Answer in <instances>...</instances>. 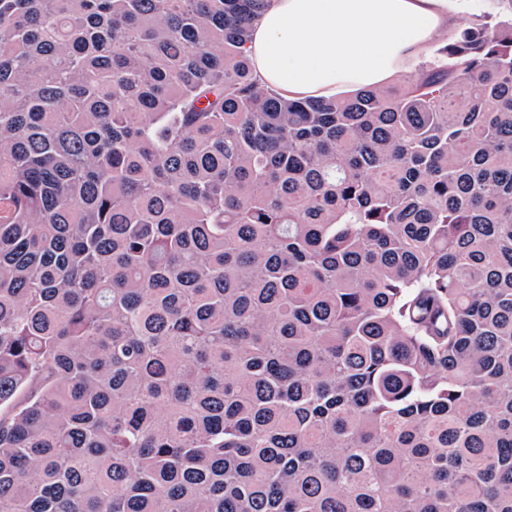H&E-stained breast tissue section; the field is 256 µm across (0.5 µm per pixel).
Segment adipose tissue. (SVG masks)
<instances>
[{
    "instance_id": "obj_1",
    "label": "adipose tissue",
    "mask_w": 512,
    "mask_h": 512,
    "mask_svg": "<svg viewBox=\"0 0 512 512\" xmlns=\"http://www.w3.org/2000/svg\"><path fill=\"white\" fill-rule=\"evenodd\" d=\"M448 27V0H270L247 54L283 96L331 98L387 83Z\"/></svg>"
}]
</instances>
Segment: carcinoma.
I'll return each instance as SVG.
<instances>
[{
    "instance_id": "cac0c4a2",
    "label": "carcinoma",
    "mask_w": 512,
    "mask_h": 512,
    "mask_svg": "<svg viewBox=\"0 0 512 512\" xmlns=\"http://www.w3.org/2000/svg\"><path fill=\"white\" fill-rule=\"evenodd\" d=\"M268 3L0 0V512H512V17L288 99Z\"/></svg>"
}]
</instances>
